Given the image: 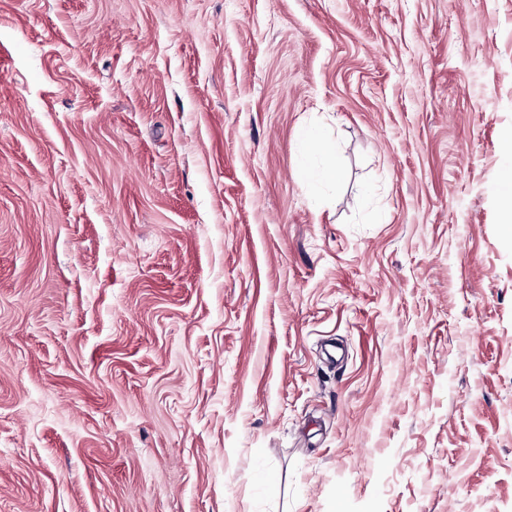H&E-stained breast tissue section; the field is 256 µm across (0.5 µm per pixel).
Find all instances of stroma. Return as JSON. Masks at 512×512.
Returning <instances> with one entry per match:
<instances>
[{"label":"stroma","instance_id":"obj_1","mask_svg":"<svg viewBox=\"0 0 512 512\" xmlns=\"http://www.w3.org/2000/svg\"><path fill=\"white\" fill-rule=\"evenodd\" d=\"M512 0H0V512H512Z\"/></svg>","mask_w":512,"mask_h":512}]
</instances>
